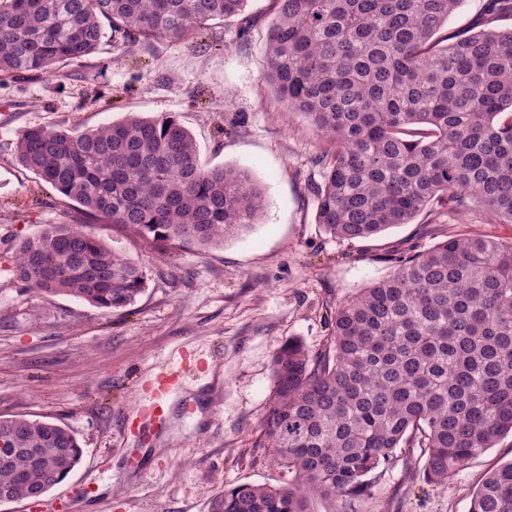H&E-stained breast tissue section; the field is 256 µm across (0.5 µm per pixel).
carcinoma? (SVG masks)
<instances>
[{"mask_svg":"<svg viewBox=\"0 0 512 512\" xmlns=\"http://www.w3.org/2000/svg\"><path fill=\"white\" fill-rule=\"evenodd\" d=\"M463 0H274L268 79L290 112L331 143L315 158L316 223L352 244L426 211L512 224V0H486L461 36L439 35ZM247 0H0V77L82 64L110 29L115 44L187 43ZM17 162L78 205L85 224L210 248L258 223L248 170L206 169L171 116L132 115L76 132L23 131ZM390 274L349 295L313 352L274 354L259 443L280 485L240 483L209 512H314L368 488L397 449H420L444 486L512 433V240L450 232L385 258ZM14 279L111 312L147 274L84 224H45L16 245ZM67 426L0 416V494L47 493L80 463ZM468 512H512V460L491 468Z\"/></svg>","mask_w":512,"mask_h":512,"instance_id":"1","label":"carcinoma"}]
</instances>
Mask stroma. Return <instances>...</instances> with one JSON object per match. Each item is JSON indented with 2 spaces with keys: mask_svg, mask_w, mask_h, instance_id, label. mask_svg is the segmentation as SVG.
Listing matches in <instances>:
<instances>
[{
  "mask_svg": "<svg viewBox=\"0 0 512 512\" xmlns=\"http://www.w3.org/2000/svg\"><path fill=\"white\" fill-rule=\"evenodd\" d=\"M273 17V0H248L204 45L106 40L83 65H62L60 76L0 82V415L67 426L83 448L41 501L2 502L0 512H207L221 488L279 484L269 449L257 444L273 354L292 337L322 348L337 304L389 274L383 254L447 233V215L424 213L350 246L316 224L311 187L322 170L311 160L330 143L287 112L268 80ZM131 113L175 116L202 164L247 169L264 190L259 223L208 249L92 225L148 273L143 293L122 311L23 291L12 273L17 242L42 225L82 218L73 201L18 164L22 131L90 129ZM182 346L209 366L186 389L195 411L174 409L162 465L129 473L140 442L126 420L141 401L142 378ZM511 459L509 435L435 487L397 454L346 512H468L483 473Z\"/></svg>",
  "mask_w": 512,
  "mask_h": 512,
  "instance_id": "stroma-1",
  "label": "stroma"
}]
</instances>
